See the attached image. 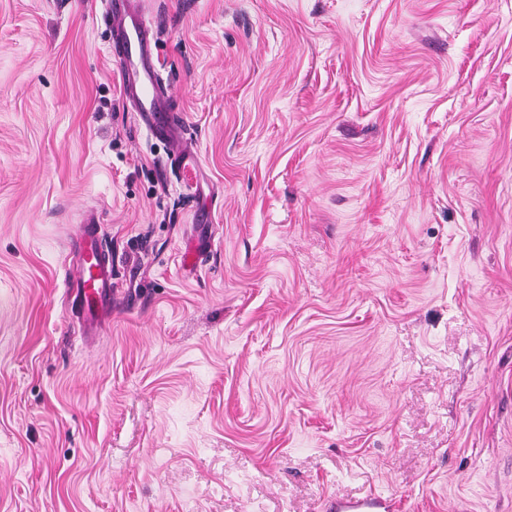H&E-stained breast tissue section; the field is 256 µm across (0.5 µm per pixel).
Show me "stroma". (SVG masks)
Here are the masks:
<instances>
[{"label": "stroma", "instance_id": "stroma-1", "mask_svg": "<svg viewBox=\"0 0 512 512\" xmlns=\"http://www.w3.org/2000/svg\"><path fill=\"white\" fill-rule=\"evenodd\" d=\"M142 7L169 138L104 0H0V512H512V0ZM110 2L107 20L125 99L133 112H140L143 123L153 134L167 136L176 125L177 114L168 103L170 96L159 84L158 32L145 19L140 0ZM95 218L89 214L69 251L74 273L67 294L78 310L84 335H99L112 312V259L100 246Z\"/></svg>", "mask_w": 512, "mask_h": 512}]
</instances>
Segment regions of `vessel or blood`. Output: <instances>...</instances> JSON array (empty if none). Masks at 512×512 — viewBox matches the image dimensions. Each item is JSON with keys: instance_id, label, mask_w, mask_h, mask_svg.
I'll use <instances>...</instances> for the list:
<instances>
[{"instance_id": "1", "label": "vessel or blood", "mask_w": 512, "mask_h": 512, "mask_svg": "<svg viewBox=\"0 0 512 512\" xmlns=\"http://www.w3.org/2000/svg\"><path fill=\"white\" fill-rule=\"evenodd\" d=\"M140 0H110L107 20L114 41L122 88L133 111L155 135H169L177 115L159 84L157 30L145 19ZM74 273L67 294L78 311L85 335H99L112 312V260L100 246L94 216L85 225L71 248Z\"/></svg>"}]
</instances>
